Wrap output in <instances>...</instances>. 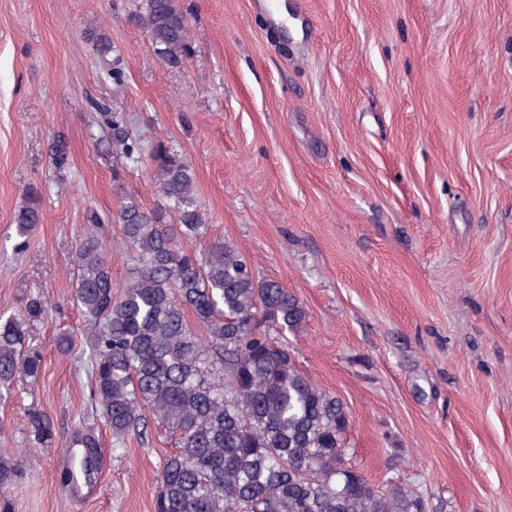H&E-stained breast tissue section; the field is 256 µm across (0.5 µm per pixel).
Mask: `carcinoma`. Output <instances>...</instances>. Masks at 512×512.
I'll list each match as a JSON object with an SVG mask.
<instances>
[{
    "mask_svg": "<svg viewBox=\"0 0 512 512\" xmlns=\"http://www.w3.org/2000/svg\"><path fill=\"white\" fill-rule=\"evenodd\" d=\"M134 20L167 61L191 54L188 18L174 0H141ZM106 78L120 84L122 69L109 60L112 41L88 33ZM112 143L128 159L143 152L124 117L92 103ZM150 156L164 204L148 211L132 198L105 221L91 211L89 224L119 225L134 262L133 277L114 289L112 269L96 235L80 240L75 299L87 327L82 353L95 409L120 446L146 439L152 424L176 436L177 450L159 472L154 512H427L423 496L401 484L375 487L348 466L346 405L313 382L288 347L271 336L298 331L308 313L280 283L256 278L230 242L213 240L190 252L179 240L203 238L207 225L193 196L189 164L163 144ZM52 167H69L66 143L49 146ZM174 213L176 223L167 221ZM39 208L16 214L24 234L41 222ZM203 327L197 335L187 314ZM25 319H0V400L19 376L35 381L43 362L25 350ZM29 441L47 447L55 437L51 417L27 412ZM76 469L66 483L91 477L101 448L92 428L70 440ZM18 464L0 454V488L11 485Z\"/></svg>",
    "mask_w": 512,
    "mask_h": 512,
    "instance_id": "1",
    "label": "carcinoma"
}]
</instances>
